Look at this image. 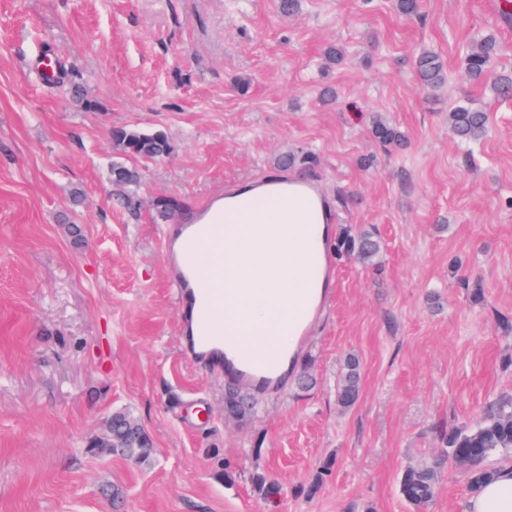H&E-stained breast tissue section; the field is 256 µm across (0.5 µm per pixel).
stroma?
I'll use <instances>...</instances> for the list:
<instances>
[{
    "label": "stroma",
    "mask_w": 512,
    "mask_h": 512,
    "mask_svg": "<svg viewBox=\"0 0 512 512\" xmlns=\"http://www.w3.org/2000/svg\"><path fill=\"white\" fill-rule=\"evenodd\" d=\"M503 2L424 0L405 17L393 0H302L284 18L274 0H0V512H411L399 479L436 454L433 427H476L512 396V100L461 68L491 34V73L512 69ZM330 44L346 62L326 72ZM425 47L448 71L435 92L414 71ZM48 49L97 110L39 82ZM460 101L489 117L471 151L448 127ZM378 115L403 149L373 139ZM119 125L173 146L138 164L136 212L111 179L113 162L134 163L110 138ZM283 153L293 169L274 167ZM292 171L340 214L330 248L374 233L380 267L338 258L334 299L298 354L315 385L285 379L242 423L224 414L223 375L181 351L164 234L225 182ZM161 196L178 208L160 214ZM351 354L362 387L345 410ZM124 408L154 441L150 465L86 450ZM257 468L276 497L255 491ZM469 498L449 466L429 512ZM361 391V371L359 360L351 355L345 359L344 369L337 385L336 400L345 410L354 406Z\"/></svg>",
    "instance_id": "1"
}]
</instances>
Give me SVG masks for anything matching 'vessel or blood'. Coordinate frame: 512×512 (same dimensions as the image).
<instances>
[{
  "label": "vessel or blood",
  "instance_id": "1",
  "mask_svg": "<svg viewBox=\"0 0 512 512\" xmlns=\"http://www.w3.org/2000/svg\"><path fill=\"white\" fill-rule=\"evenodd\" d=\"M245 212L287 225L299 246L303 280L282 325L294 336H306L317 309L325 302L320 288L329 284L335 273V258L319 235L321 225L334 223L335 211L314 179L296 174L278 178L275 186L246 205ZM239 221V213H225L218 205L203 223L170 226L166 232L168 268L182 312L185 356L201 368L221 372L229 382L266 391L278 386L283 375L274 337H267L265 347L259 350L224 331L221 242L225 224Z\"/></svg>",
  "mask_w": 512,
  "mask_h": 512
}]
</instances>
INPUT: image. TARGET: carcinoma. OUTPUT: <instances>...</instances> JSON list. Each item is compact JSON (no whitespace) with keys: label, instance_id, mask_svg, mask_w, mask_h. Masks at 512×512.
<instances>
[{"label":"carcinoma","instance_id":"obj_1","mask_svg":"<svg viewBox=\"0 0 512 512\" xmlns=\"http://www.w3.org/2000/svg\"><path fill=\"white\" fill-rule=\"evenodd\" d=\"M497 50L494 36L471 43L462 58V67L473 82H482L488 72L491 59ZM415 72L420 86L426 91L441 88L448 73L440 56L425 49L415 59ZM50 83L66 87L70 99L86 111H94L98 103L89 98L73 72L60 68H48L43 72ZM491 91L499 98H512V71H503L494 76L489 84ZM448 124L457 139L467 145H478L486 137L488 117L485 112L472 107L467 102H459L448 112ZM373 136L384 146L396 148L403 142V135L396 128L375 119L372 124ZM112 142L135 159L157 161L169 157L173 147L161 132H145L134 127L116 126L111 130ZM112 184L121 189L136 186L141 180L138 168L122 162L112 163ZM341 248L348 257L357 262L373 266L380 254V243L371 236L357 239L345 236ZM361 391V371L359 360L351 355L345 359L344 369L337 385L338 405L348 410L354 406ZM253 404L242 399L234 387H229L224 402V413L240 421L251 413ZM112 434V451L141 465L151 463L155 448L153 441L138 418L125 409H116L104 421L103 434ZM441 444L439 453L419 467L406 469L399 484L403 499L411 506L412 512H425L436 493L438 475L448 463L464 467L470 493H477L484 485L492 481L498 467L489 460L501 452L512 451V402L494 403L487 408L484 423L473 429L450 426L440 427L436 431ZM253 484L265 499L278 495L275 483L256 472L252 476Z\"/></svg>","mask_w":512,"mask_h":512}]
</instances>
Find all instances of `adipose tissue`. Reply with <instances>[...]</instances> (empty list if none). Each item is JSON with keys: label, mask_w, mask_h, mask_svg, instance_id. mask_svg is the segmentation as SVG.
<instances>
[{"label": "adipose tissue", "mask_w": 512, "mask_h": 512, "mask_svg": "<svg viewBox=\"0 0 512 512\" xmlns=\"http://www.w3.org/2000/svg\"><path fill=\"white\" fill-rule=\"evenodd\" d=\"M223 249L228 261L244 249L253 257L250 266H237L224 273V319L232 324L239 314H248L256 334L254 342L262 344L264 336L274 330V314H285L289 308L281 291L282 282L278 274L270 272L266 258L276 256L283 267L290 269L292 280H299L301 273L293 261V245L280 235L277 225L245 223L225 229ZM240 280L249 281L250 293L236 292ZM465 512H512V466L501 468L494 481L471 497Z\"/></svg>", "instance_id": "adipose-tissue-1"}]
</instances>
